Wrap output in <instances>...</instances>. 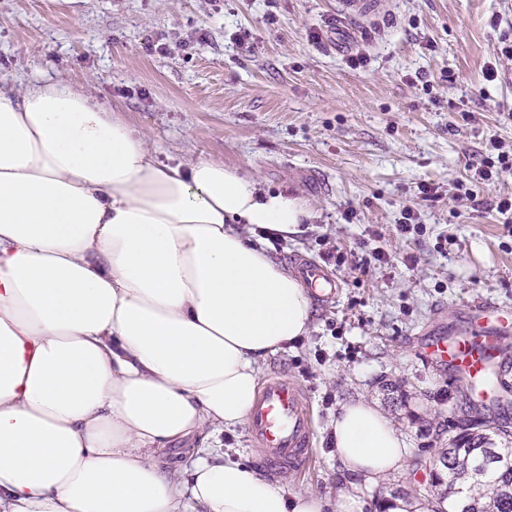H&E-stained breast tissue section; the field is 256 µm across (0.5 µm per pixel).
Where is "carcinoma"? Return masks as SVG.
<instances>
[{"label":"carcinoma","mask_w":512,"mask_h":512,"mask_svg":"<svg viewBox=\"0 0 512 512\" xmlns=\"http://www.w3.org/2000/svg\"><path fill=\"white\" fill-rule=\"evenodd\" d=\"M428 480L414 490L428 500V512H512V447L465 428L426 468Z\"/></svg>","instance_id":"cac0c4a2"}]
</instances>
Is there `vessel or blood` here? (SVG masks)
Instances as JSON below:
<instances>
[{
  "instance_id": "b4317fda",
  "label": "vessel or blood",
  "mask_w": 512,
  "mask_h": 512,
  "mask_svg": "<svg viewBox=\"0 0 512 512\" xmlns=\"http://www.w3.org/2000/svg\"><path fill=\"white\" fill-rule=\"evenodd\" d=\"M296 268L314 297L329 300L339 294V278L323 266L300 260ZM510 334L512 308L477 300L460 325L429 340L423 350L429 361L447 366L474 406L483 409L492 404L499 365L512 356V348L503 343ZM248 432L271 471L282 474L296 469L311 452L313 423L306 396L294 383L270 377L248 417Z\"/></svg>"
}]
</instances>
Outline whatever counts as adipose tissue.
Segmentation results:
<instances>
[{"label": "adipose tissue", "mask_w": 512, "mask_h": 512, "mask_svg": "<svg viewBox=\"0 0 512 512\" xmlns=\"http://www.w3.org/2000/svg\"><path fill=\"white\" fill-rule=\"evenodd\" d=\"M309 215L222 161L161 163L68 83L0 89V512H362V483L408 454L373 404L331 422L355 476L334 501L210 446L310 330L268 253ZM194 436L168 468L161 450Z\"/></svg>", "instance_id": "adipose-tissue-1"}]
</instances>
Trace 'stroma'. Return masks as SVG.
Here are the masks:
<instances>
[{
	"instance_id": "stroma-1",
	"label": "stroma",
	"mask_w": 512,
	"mask_h": 512,
	"mask_svg": "<svg viewBox=\"0 0 512 512\" xmlns=\"http://www.w3.org/2000/svg\"><path fill=\"white\" fill-rule=\"evenodd\" d=\"M243 32L251 49L235 41ZM505 36L512 0H384L352 19L336 0H0V85L69 82L146 134L160 161L218 159L306 202L300 233L270 255L289 269L315 261L342 290L313 303L308 336L259 366L260 379L298 385L313 414L312 461L279 482L336 498L347 476L330 421L364 399L410 455L362 498L412 512L417 467L475 416L463 385L421 355L426 335L477 299L512 307V214L493 207L512 195V172L480 210L456 199L488 137L512 149ZM422 183L439 199H418ZM407 206L424 231L403 238ZM378 247L388 263L355 269Z\"/></svg>"
}]
</instances>
